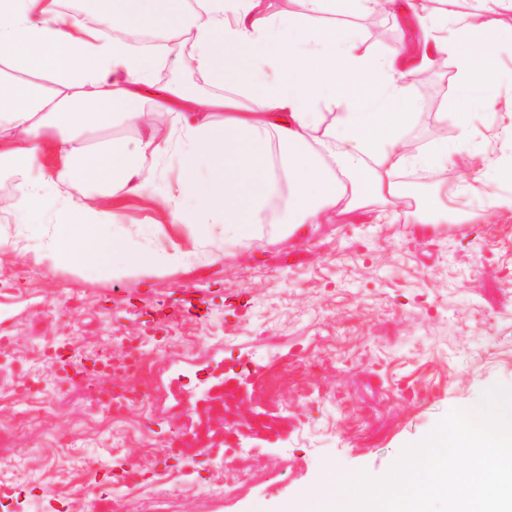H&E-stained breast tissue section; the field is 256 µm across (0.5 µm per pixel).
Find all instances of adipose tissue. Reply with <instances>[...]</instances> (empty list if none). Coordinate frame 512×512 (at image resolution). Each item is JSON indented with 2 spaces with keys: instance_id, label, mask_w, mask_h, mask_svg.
Here are the masks:
<instances>
[{
  "instance_id": "1",
  "label": "adipose tissue",
  "mask_w": 512,
  "mask_h": 512,
  "mask_svg": "<svg viewBox=\"0 0 512 512\" xmlns=\"http://www.w3.org/2000/svg\"><path fill=\"white\" fill-rule=\"evenodd\" d=\"M349 0H89L97 26L60 11L59 0H0V60L25 72L0 79V162L28 175L20 203L26 218L52 209L40 249L53 266L105 261L120 251L125 267L182 265L177 246L153 251L135 242H106L118 223L113 201L149 192L155 174L142 160L178 148L176 191L162 196L172 223L198 226L213 258L226 248L250 249L260 229L305 234L308 225L342 214L368 217L379 202L404 217L448 221L446 203L458 185L484 182L490 207L512 212V192L485 182L488 171L512 174L487 153L465 150L474 131L465 113H432L440 129L456 124L458 146L439 138L416 147L409 128L423 117L412 92L417 71L454 58L458 91L486 88L496 77L493 51L512 39L500 22L512 0H408L415 22L412 46L387 53L363 47L352 30L318 25L323 12H348ZM488 15L476 33L473 14ZM161 22L167 43L188 49L200 74L223 81L224 57L250 64L219 95L195 96L176 86L150 111L133 107L151 80L152 59L135 52L128 32ZM55 86L47 88L43 80ZM180 102L181 111L171 109ZM133 132L122 148L93 146L115 120ZM458 169L457 185L438 181L431 195L410 204L404 176L415 168ZM208 179H201V169ZM82 181L102 186L95 201L64 197L61 187Z\"/></svg>"
}]
</instances>
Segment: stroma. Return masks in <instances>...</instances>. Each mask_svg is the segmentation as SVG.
Returning <instances> with one entry per match:
<instances>
[{
  "mask_svg": "<svg viewBox=\"0 0 512 512\" xmlns=\"http://www.w3.org/2000/svg\"><path fill=\"white\" fill-rule=\"evenodd\" d=\"M321 21L357 29L376 52L398 42L389 16ZM157 69L139 103L165 98L170 78L193 76L175 55H160ZM418 84L431 110L464 107L478 130L496 129L486 100L512 98V50L500 49L495 85L470 100L438 70ZM24 192V181L0 179V337L16 347L0 362V479L45 494L48 512L89 486V512H281L316 488L325 464L382 478L448 412L512 387V213L454 221L488 209L481 189L457 198L445 224L376 203L371 218L313 224L303 238L264 233L251 251L216 260L193 226L169 223L152 195L133 196L106 237L149 247L162 225L185 260L119 278L93 263L55 269L18 255L30 235L17 217ZM129 336L142 337L146 367L113 386L146 395L160 365L220 345L225 361L253 363L248 390L271 431L225 458L206 456L192 441L193 412L172 416L147 395L101 412L48 360L58 341L85 358L104 347L122 354ZM118 481L126 490L116 496Z\"/></svg>",
  "mask_w": 512,
  "mask_h": 512,
  "instance_id": "stroma-1",
  "label": "stroma"
}]
</instances>
